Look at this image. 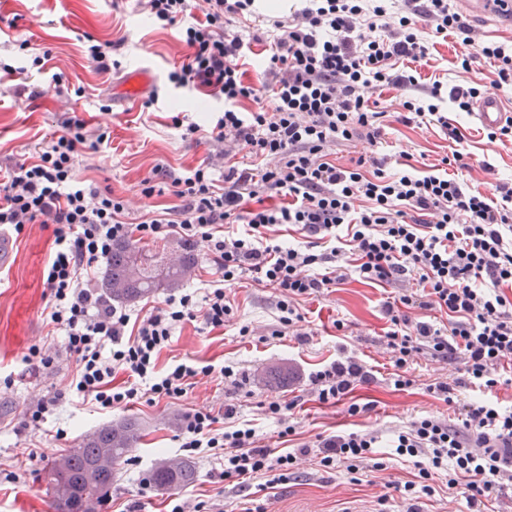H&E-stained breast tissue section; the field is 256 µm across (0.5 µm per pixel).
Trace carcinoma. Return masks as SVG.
Listing matches in <instances>:
<instances>
[{
    "label": "carcinoma",
    "mask_w": 512,
    "mask_h": 512,
    "mask_svg": "<svg viewBox=\"0 0 512 512\" xmlns=\"http://www.w3.org/2000/svg\"><path fill=\"white\" fill-rule=\"evenodd\" d=\"M193 264L159 263L155 256L127 241L112 245V255L101 289L112 300L130 303L161 288H176L191 273ZM142 425L133 418L104 424L84 435L47 470V487L55 512H101L112 492V481L141 436ZM197 478L189 459L160 461L147 480L159 490H175Z\"/></svg>",
    "instance_id": "obj_1"
}]
</instances>
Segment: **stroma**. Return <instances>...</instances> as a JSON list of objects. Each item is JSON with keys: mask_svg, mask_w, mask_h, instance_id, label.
Masks as SVG:
<instances>
[{"mask_svg": "<svg viewBox=\"0 0 512 512\" xmlns=\"http://www.w3.org/2000/svg\"><path fill=\"white\" fill-rule=\"evenodd\" d=\"M300 0H287L283 9L256 8L254 15L235 18L233 26L243 39L253 35L273 36V23L300 9ZM111 44L120 68L97 70L85 55L88 40ZM28 48H21V41ZM461 47L455 38L438 40L430 50L427 65L420 67L423 79L437 77L443 85H480L484 92L512 100V88L495 87L486 63L462 71L456 65ZM184 52L179 26L151 24L136 0H0V167L30 157L37 143L58 128L64 113H76L90 127L105 131L108 143L78 167L80 177L110 186L123 197L131 212L168 205V196L145 197L141 182L155 164L163 163L185 173L208 155L209 143L195 146L182 139L181 123L210 125L220 100L200 90L176 88L167 76ZM44 55L45 65L32 60ZM144 61L156 71L153 82L160 91L157 104L143 108L141 101L127 102L116 90L131 65ZM372 111L382 113L385 125L383 150L402 153L414 167L440 163L449 154L448 138L439 126L403 124L396 116L402 110L397 90L386 87L370 99ZM450 123L463 135L460 148L470 156L469 169L458 176L471 189L491 192L496 179L512 176V140H491L472 116L449 112ZM12 261L0 271V512H53L46 491V470L64 449L73 447L98 426L127 417L137 418L144 437L123 463L112 485L106 512H126L138 504L139 512H171L174 503L207 500L223 494L236 512H251L262 505L268 512H464L466 504L448 493L447 476H439L431 500L412 503L400 487L417 475L412 462L386 460L370 472L368 480L355 481L345 469L324 471L316 456L299 461L296 473L270 490L261 479L247 480L244 489L225 487L218 474V456L212 452H189L183 447L185 417L193 410L237 407L239 421L250 423L261 445L282 454L314 444L317 437L350 431L389 433L403 430L422 416L442 419L453 410L430 393L435 381H452L454 367L419 355L412 372V387L398 390L389 381L391 366L386 333L390 328L381 304L383 287L349 279L317 297L304 300L302 316L278 335L279 312L273 290L250 279L232 286L229 296L238 312L236 324L224 330L206 329L202 318L184 322L174 330L170 346L160 358V368L186 362L196 367L227 366L235 382L219 375L198 376L183 397L146 401L99 410L83 404L71 387L75 365L61 336L48 337L41 312L49 299L43 270L52 251V229L43 224L26 225L15 238ZM348 325L347 336L336 330L337 320ZM308 334L299 343L298 334ZM51 343L52 365L39 373L28 371L25 358L32 345ZM346 345L376 380L357 387L353 401L371 403L372 411L352 417L345 405H326L308 393L310 372L336 358L339 345ZM270 366L289 371L286 385L273 388L261 377ZM59 394L47 414L42 430L26 425L30 405L40 396ZM296 401L295 431L279 437L275 419L265 407L269 401ZM35 455H25L27 446ZM190 459L198 477L190 485L163 491L150 485L146 476L159 461Z\"/></svg>", "mask_w": 512, "mask_h": 512, "instance_id": "stroma-1", "label": "stroma"}]
</instances>
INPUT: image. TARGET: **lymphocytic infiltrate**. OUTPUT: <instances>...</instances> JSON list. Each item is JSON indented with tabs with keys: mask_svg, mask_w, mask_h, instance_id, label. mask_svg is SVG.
<instances>
[{
	"mask_svg": "<svg viewBox=\"0 0 512 512\" xmlns=\"http://www.w3.org/2000/svg\"><path fill=\"white\" fill-rule=\"evenodd\" d=\"M402 2L404 11L394 19L387 0H375L369 11L363 0H306L291 19L277 22L265 78L257 83L239 64L251 46L231 27L254 0H138L143 13L165 26L194 14L181 32L183 59L169 79L223 100L210 129L191 122L182 134L196 144L211 138L218 150L185 176L155 166L143 181L144 195L159 192L175 203L133 218L113 190L78 178L80 157L96 153L107 135L69 116L0 177V230L52 225L53 251L43 276L50 299L42 316L66 338L77 369L73 388L101 410L180 398L198 375L215 371L185 363L162 371L157 361L177 324L195 314L213 330L233 321L225 289L244 276L275 290L286 328L300 320V300L349 275L381 287L402 284V292L382 304L391 325V381L399 390L411 387L410 365L423 352L456 365L462 376L455 383L428 386L455 407L456 421L423 416L389 440L377 431L349 432L276 456L258 445L252 427L236 422V407L228 404L219 415L210 409L189 414L185 445L223 450L225 485L259 477L272 489L293 474L299 455L317 454L321 467L355 474L381 468V449L388 446L418 470L416 480L405 482L406 494L432 496L434 478L444 472L467 512H490V502L512 489V406L482 397L512 386V183L496 184L489 194L471 189L450 174L468 166L457 150L428 171L411 166L391 173L387 157L366 153L343 166L329 147L355 139L381 144L384 126L369 101L383 86L404 98L399 122L436 123L459 142L458 128L449 126L438 102L448 98L468 113L481 88L424 84L416 70L394 65L400 58H426L420 21L435 36H456L462 70L488 61L499 87H512V48L476 44L469 19L449 0ZM269 93L276 107L266 112L260 103ZM247 100L253 109H244ZM239 224L245 232H236ZM279 224L299 226L302 241L271 238L269 229ZM135 234L173 237L200 249L220 275L215 287L199 300L190 293L170 296L141 318L112 305L97 288L96 273L113 244ZM410 281L417 287L409 291ZM416 309L445 314L446 321L439 327L413 320ZM119 371L127 381L117 390L112 377ZM373 380L371 370L343 355L310 373V393L320 403L344 401L350 414L365 415L370 404L347 397ZM221 418L229 425L220 430Z\"/></svg>",
	"mask_w": 512,
	"mask_h": 512,
	"instance_id": "lymphocytic-infiltrate-1",
	"label": "lymphocytic infiltrate"
}]
</instances>
